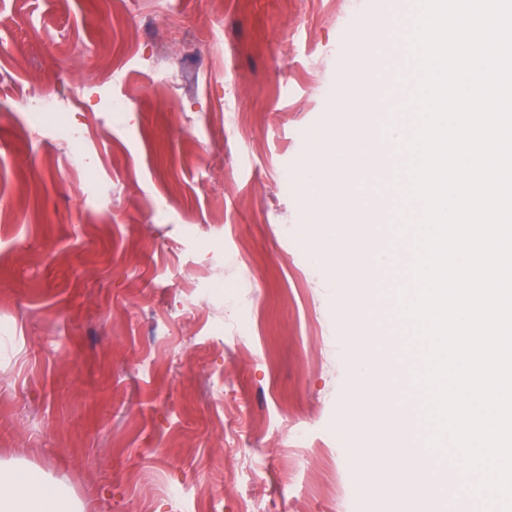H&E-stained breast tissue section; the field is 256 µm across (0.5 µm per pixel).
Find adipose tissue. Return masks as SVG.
Instances as JSON below:
<instances>
[{
    "label": "adipose tissue",
    "mask_w": 512,
    "mask_h": 512,
    "mask_svg": "<svg viewBox=\"0 0 512 512\" xmlns=\"http://www.w3.org/2000/svg\"><path fill=\"white\" fill-rule=\"evenodd\" d=\"M0 512H68L65 501L46 489L38 473L0 469Z\"/></svg>",
    "instance_id": "obj_1"
}]
</instances>
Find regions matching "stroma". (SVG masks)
Here are the masks:
<instances>
[{"label":"stroma","mask_w":512,"mask_h":512,"mask_svg":"<svg viewBox=\"0 0 512 512\" xmlns=\"http://www.w3.org/2000/svg\"><path fill=\"white\" fill-rule=\"evenodd\" d=\"M385 7L0 0V467L72 512H373L295 175Z\"/></svg>","instance_id":"1"}]
</instances>
